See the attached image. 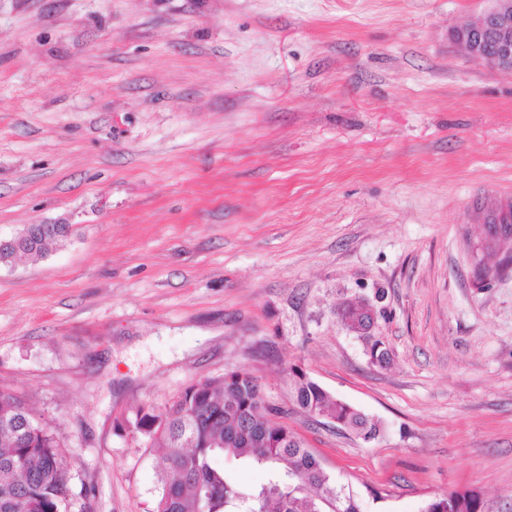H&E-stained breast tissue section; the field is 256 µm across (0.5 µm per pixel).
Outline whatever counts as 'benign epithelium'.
<instances>
[{
	"mask_svg": "<svg viewBox=\"0 0 512 512\" xmlns=\"http://www.w3.org/2000/svg\"><path fill=\"white\" fill-rule=\"evenodd\" d=\"M493 2L476 22L454 29L452 38L474 60L492 69L512 71V0Z\"/></svg>",
	"mask_w": 512,
	"mask_h": 512,
	"instance_id": "obj_1",
	"label": "benign epithelium"
}]
</instances>
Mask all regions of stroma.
I'll return each instance as SVG.
<instances>
[{
    "label": "stroma",
    "instance_id": "obj_1",
    "mask_svg": "<svg viewBox=\"0 0 512 512\" xmlns=\"http://www.w3.org/2000/svg\"><path fill=\"white\" fill-rule=\"evenodd\" d=\"M491 6L0 0V237L71 227L0 267V386L68 512H154L137 408L236 368L364 512H512V72L450 36ZM294 368L379 437L303 413ZM27 224L18 234H29V243L21 250L16 251L11 247H4L0 253V264L7 265L19 257H43L49 249L66 240L70 225L67 224H38L37 235H33V227ZM20 254V255H19ZM19 255V256H18ZM450 495L456 498L455 503L452 504L448 501V496L436 498L428 501L423 509V512H482V505L480 495L474 491L464 493H451Z\"/></svg>",
    "mask_w": 512,
    "mask_h": 512
}]
</instances>
